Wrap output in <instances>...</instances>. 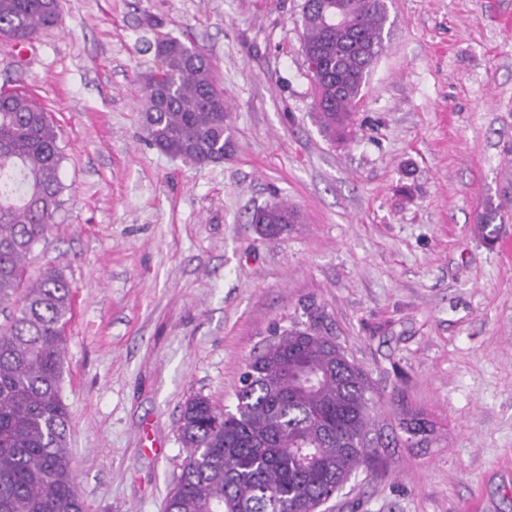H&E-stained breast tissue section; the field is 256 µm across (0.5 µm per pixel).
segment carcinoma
<instances>
[{
  "mask_svg": "<svg viewBox=\"0 0 512 512\" xmlns=\"http://www.w3.org/2000/svg\"><path fill=\"white\" fill-rule=\"evenodd\" d=\"M342 4L334 29L321 14ZM61 0H0V44L21 45L55 27ZM386 0H304L305 56L324 68L311 74L323 134L342 140L369 70L383 47ZM157 65L143 76L141 121L158 151L205 166L224 160L229 115L205 53L190 60L177 39L153 46ZM59 136L49 112L24 88H0V512H85L78 494L61 389L64 329L73 293L50 267L32 280L26 259L56 224L65 186ZM496 210L479 228L494 238ZM299 221L286 203L262 207L251 223L277 237ZM303 321L275 323L272 339L240 376L234 409L202 395L179 424L186 456L164 512H318L322 496L341 491L370 463L379 442L373 388L336 341L323 306L302 304ZM413 439L433 432L423 413L398 423Z\"/></svg>",
  "mask_w": 512,
  "mask_h": 512,
  "instance_id": "obj_1",
  "label": "carcinoma"
}]
</instances>
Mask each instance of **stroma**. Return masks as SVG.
Returning a JSON list of instances; mask_svg holds the SVG:
<instances>
[{
    "mask_svg": "<svg viewBox=\"0 0 512 512\" xmlns=\"http://www.w3.org/2000/svg\"><path fill=\"white\" fill-rule=\"evenodd\" d=\"M386 3L341 143L316 121L303 0H62L56 27L0 47V83L40 98L63 149L28 270L59 268L74 294L61 387L86 512H163L186 402L234 407L308 296L368 374L384 443L329 512H512V0ZM161 35L211 60L222 162L146 139L138 77ZM272 202L300 222L269 239L251 215ZM411 409L428 441L399 429Z\"/></svg>",
    "mask_w": 512,
    "mask_h": 512,
    "instance_id": "stroma-1",
    "label": "stroma"
}]
</instances>
